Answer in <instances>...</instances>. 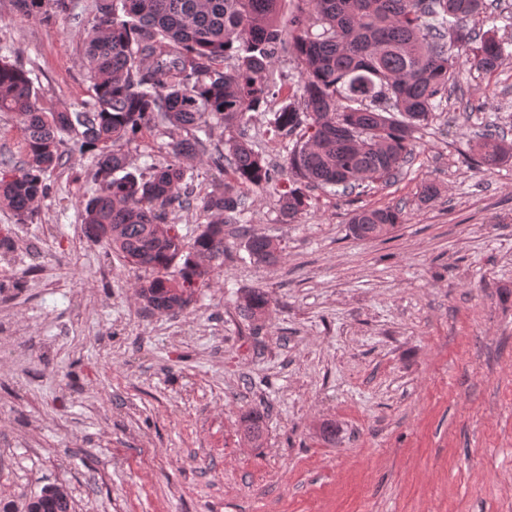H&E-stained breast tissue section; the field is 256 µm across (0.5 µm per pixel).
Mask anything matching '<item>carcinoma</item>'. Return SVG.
<instances>
[{"mask_svg":"<svg viewBox=\"0 0 512 512\" xmlns=\"http://www.w3.org/2000/svg\"><path fill=\"white\" fill-rule=\"evenodd\" d=\"M28 18H75L81 0H12ZM282 0H94L93 25L80 35V61L91 101L60 112L39 105L30 71L0 54V112L22 123L21 159L0 175V207L20 222L52 194L47 173L74 153L94 161L96 193L80 203L87 236L100 239L120 259L154 276L140 286L147 306L185 310L194 289L206 284L213 262L224 257V224L245 210L238 188L264 189L278 169L244 137L250 112H265L280 96L268 77L283 52L301 65L300 79L274 112L275 135L302 130V144L288 153L289 183L278 198L283 220L293 221L315 187L347 190L366 181L396 179L413 157L416 127L448 99L461 69L457 51L474 66L493 71L512 53L488 34L463 25L486 9L485 0H297L286 29L276 18ZM224 126V149H210V129ZM185 133L169 158L129 169L124 147L146 130ZM208 155L212 167L232 174L201 200L189 190L188 160ZM512 157L504 136L486 133L477 167L491 169ZM210 217L192 243L175 233L156 235L168 210L194 206ZM405 223L398 207L363 209L351 220L353 235L378 239ZM253 261L273 265L280 248L251 235L244 242ZM270 299L262 288L243 295L242 310L264 318ZM250 442L263 435V414L241 420ZM27 512H72L65 490L46 486L29 499Z\"/></svg>","mask_w":512,"mask_h":512,"instance_id":"cac0c4a2","label":"carcinoma"}]
</instances>
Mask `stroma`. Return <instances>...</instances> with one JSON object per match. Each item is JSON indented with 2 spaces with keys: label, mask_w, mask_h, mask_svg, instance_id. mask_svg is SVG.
I'll return each mask as SVG.
<instances>
[{
  "label": "stroma",
  "mask_w": 512,
  "mask_h": 512,
  "mask_svg": "<svg viewBox=\"0 0 512 512\" xmlns=\"http://www.w3.org/2000/svg\"><path fill=\"white\" fill-rule=\"evenodd\" d=\"M94 19L44 24L0 0V46L43 107L89 100L79 31ZM461 69L394 182L312 189L288 224L286 176L245 190L222 265L177 315L139 297L150 271L87 237L91 155L50 173L32 221L0 208L15 243L0 263V512L48 484L74 512H512V160L475 165L482 133L512 142V60ZM272 118L252 113L246 134L279 164ZM387 206L405 223L353 236L356 211ZM249 233L278 243L276 265L250 260ZM256 287L271 300L259 321L238 308ZM256 408L258 448L239 429Z\"/></svg>",
  "instance_id": "1"
}]
</instances>
